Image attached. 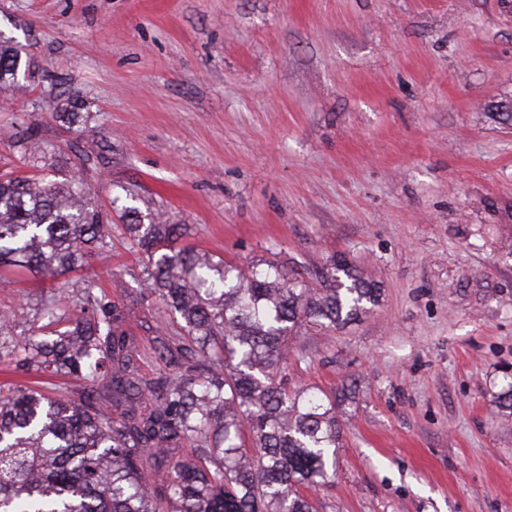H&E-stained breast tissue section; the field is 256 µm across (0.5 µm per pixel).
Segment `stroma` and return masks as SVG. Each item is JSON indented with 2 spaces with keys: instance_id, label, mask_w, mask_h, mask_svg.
<instances>
[{
  "instance_id": "stroma-1",
  "label": "stroma",
  "mask_w": 512,
  "mask_h": 512,
  "mask_svg": "<svg viewBox=\"0 0 512 512\" xmlns=\"http://www.w3.org/2000/svg\"><path fill=\"white\" fill-rule=\"evenodd\" d=\"M0 40L36 65L0 92V172L32 173L11 136L33 126L53 179L80 174L95 207L186 225L233 265L343 255L379 281L376 305L288 362L291 387L339 397L322 512H512V418L492 401L512 364V0H0ZM74 93L79 134L55 117ZM90 277L135 296L143 267L117 234L68 294L16 278L0 310L26 334ZM139 315L152 377L173 317ZM42 381L0 361V384Z\"/></svg>"
}]
</instances>
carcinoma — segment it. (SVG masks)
Returning <instances> with one entry per match:
<instances>
[{
	"mask_svg": "<svg viewBox=\"0 0 512 512\" xmlns=\"http://www.w3.org/2000/svg\"><path fill=\"white\" fill-rule=\"evenodd\" d=\"M29 71L0 41V90ZM79 98L57 116L86 122ZM37 154L38 131L17 139ZM79 179H0V280L56 278L105 247L112 217ZM122 231L144 261L138 299L111 300L85 284L78 307L42 310L18 340L0 311V360L25 373L87 383L76 399L33 387L0 390V512H317L343 447L336 394L288 387L293 341L336 330L378 302L381 288L346 258L306 278L275 262L239 267L177 246L181 224L143 222L123 209ZM156 295L179 331L157 338L168 371L146 378L129 326ZM495 394L512 416V373Z\"/></svg>",
	"mask_w": 512,
	"mask_h": 512,
	"instance_id": "carcinoma-1",
	"label": "carcinoma"
}]
</instances>
